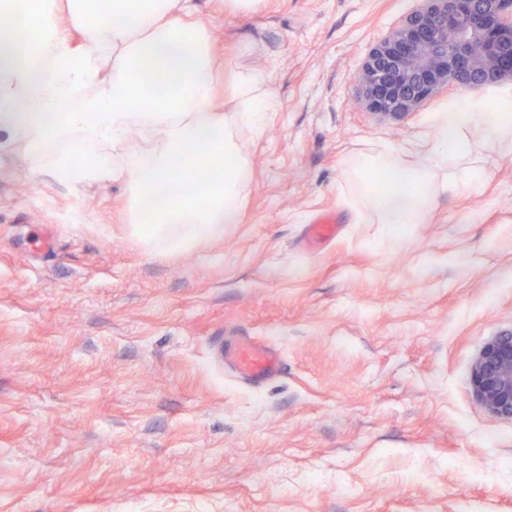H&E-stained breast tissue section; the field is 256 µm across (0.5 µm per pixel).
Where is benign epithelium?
<instances>
[{
    "mask_svg": "<svg viewBox=\"0 0 512 512\" xmlns=\"http://www.w3.org/2000/svg\"><path fill=\"white\" fill-rule=\"evenodd\" d=\"M512 81V0H418L374 45L356 77L367 109L404 119L441 91ZM471 390L490 415L512 420V332L475 357Z\"/></svg>",
    "mask_w": 512,
    "mask_h": 512,
    "instance_id": "obj_1",
    "label": "benign epithelium"
}]
</instances>
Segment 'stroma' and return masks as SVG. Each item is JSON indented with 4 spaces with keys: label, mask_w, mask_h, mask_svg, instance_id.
Returning a JSON list of instances; mask_svg holds the SVG:
<instances>
[{
    "label": "stroma",
    "mask_w": 512,
    "mask_h": 512,
    "mask_svg": "<svg viewBox=\"0 0 512 512\" xmlns=\"http://www.w3.org/2000/svg\"><path fill=\"white\" fill-rule=\"evenodd\" d=\"M230 69L277 112L243 137V220L174 254L127 222L121 182L75 189L0 157V512H512V420L471 364L512 329V157L440 195L394 247L358 221L350 152L434 137L359 102L369 49L416 0H200ZM343 235L304 253L306 224ZM286 370L224 376L225 328Z\"/></svg>",
    "instance_id": "35a3bbf8"
}]
</instances>
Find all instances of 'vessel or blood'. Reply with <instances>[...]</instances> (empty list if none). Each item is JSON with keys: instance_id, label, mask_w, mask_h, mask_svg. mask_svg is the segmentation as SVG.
<instances>
[{"instance_id": "b4317fda", "label": "vessel or blood", "mask_w": 512, "mask_h": 512, "mask_svg": "<svg viewBox=\"0 0 512 512\" xmlns=\"http://www.w3.org/2000/svg\"><path fill=\"white\" fill-rule=\"evenodd\" d=\"M339 232L334 212L326 211L308 225L305 241L314 247L333 240ZM221 351L224 367L242 386L257 389L279 376L286 368L284 356L273 343L254 336H225Z\"/></svg>"}]
</instances>
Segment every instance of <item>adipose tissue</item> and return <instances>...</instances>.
Returning <instances> with one entry per match:
<instances>
[{"mask_svg":"<svg viewBox=\"0 0 512 512\" xmlns=\"http://www.w3.org/2000/svg\"><path fill=\"white\" fill-rule=\"evenodd\" d=\"M0 17V153L75 188L125 181L128 221L156 253L241 223V135L261 137L276 102L248 71L220 88L224 57L198 0H0ZM431 122L426 164L380 142L349 170L352 207L393 228L396 244L440 192L483 178L481 144L512 156L511 95L460 98Z\"/></svg>","mask_w":512,"mask_h":512,"instance_id":"1","label":"adipose tissue"}]
</instances>
